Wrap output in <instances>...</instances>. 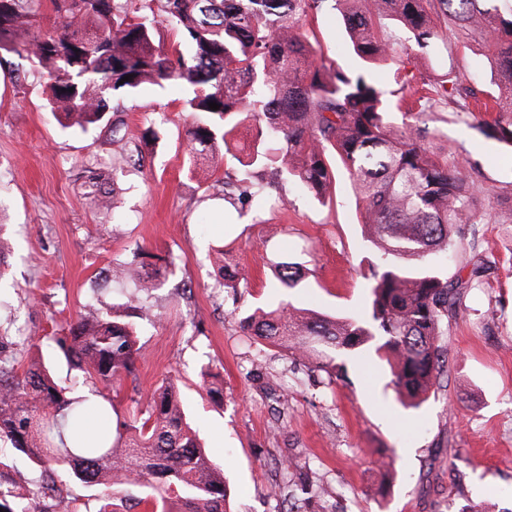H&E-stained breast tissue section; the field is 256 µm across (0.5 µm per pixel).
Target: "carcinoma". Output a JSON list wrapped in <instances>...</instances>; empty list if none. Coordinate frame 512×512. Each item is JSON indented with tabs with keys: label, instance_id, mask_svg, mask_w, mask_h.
Listing matches in <instances>:
<instances>
[{
	"label": "carcinoma",
	"instance_id": "carcinoma-1",
	"mask_svg": "<svg viewBox=\"0 0 512 512\" xmlns=\"http://www.w3.org/2000/svg\"><path fill=\"white\" fill-rule=\"evenodd\" d=\"M54 26L43 31V0H0V49L37 63L48 76L47 106L64 128L87 132L107 122L113 140L125 126L115 101L149 86L177 83L191 113L189 172L202 160L229 156L234 173L221 183L230 205L266 200L288 183L322 203L344 173L361 205V230L379 252L360 317H327L283 301L243 314L240 327L261 346H287L310 376L333 383L346 362L374 352L391 368L393 390L410 405L424 402L448 372V313L461 290L480 282L483 262L468 279H448L443 264L461 224L484 223L499 205L495 186L468 175V159L444 155V129L423 116L456 95L470 111L475 94L448 80L427 83L414 102L415 121L398 127L390 99L369 77L370 65L428 52L440 31L463 48L488 51L496 70V118L480 132L512 144V0H51ZM329 10L341 19L348 48L364 65L345 69L317 54L308 18ZM176 40L165 46L156 18ZM394 22L386 29L383 20ZM132 79L121 82L127 75ZM214 102L219 109L212 110ZM250 143L239 149L242 130ZM211 251L220 286L238 293L249 273ZM169 257L130 250L124 279L134 305L90 301L53 332L48 357L26 358L34 337L10 321L0 333V508L3 512H81L70 487L99 498L98 512H117L108 490L139 487L127 509L146 512H229L230 487L191 427L173 375L146 402L134 398L127 420L110 431L82 432L84 416L109 417L112 392L137 380L144 356L139 330L158 320L148 302L161 287ZM304 265L274 263L273 287L301 286ZM52 359L66 361L72 384H59ZM25 458L34 480L14 468ZM322 489L311 482L276 483L270 495L288 512H315Z\"/></svg>",
	"mask_w": 512,
	"mask_h": 512
}]
</instances>
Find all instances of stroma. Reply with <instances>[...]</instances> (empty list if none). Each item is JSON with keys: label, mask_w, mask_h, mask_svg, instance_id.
I'll return each mask as SVG.
<instances>
[{"label": "stroma", "mask_w": 512, "mask_h": 512, "mask_svg": "<svg viewBox=\"0 0 512 512\" xmlns=\"http://www.w3.org/2000/svg\"><path fill=\"white\" fill-rule=\"evenodd\" d=\"M306 29L318 53L356 66L334 15L318 14ZM442 74L482 99L491 88L487 59L443 37L426 56L376 69L395 103L411 97L414 80ZM45 82L28 61L0 59V235L8 243L0 299L38 335L39 352L51 351L44 334L90 301L96 274L141 245L173 264L151 298L161 320L142 333L137 384L121 388L117 411L130 417L133 392L150 393L179 373L192 424L230 479L232 512H274L272 485L298 478L323 486L326 512H435L439 502L512 512V224L492 215L465 225L458 239L449 276L473 257L492 270L449 314L448 376L420 408L397 401L389 366L374 356L349 364L346 380L332 384L296 366L286 391H273L255 374L257 345L239 323L242 312L276 304L272 262L285 254L305 261L297 307L339 317L366 308L376 255L361 237L346 178L323 204L291 184L287 205L228 210L213 188L223 168L188 170L191 118L179 88H149L124 101L125 139L145 145L137 171L109 129H61ZM440 116L449 149L473 162V179L496 183L503 201L512 200V146L480 135L487 113L448 106ZM151 127L161 134L148 144ZM94 182L107 188L113 212L90 205L86 186ZM216 245L250 270L238 296L214 279L208 252ZM207 367L224 383L223 403L205 392Z\"/></svg>", "instance_id": "1"}]
</instances>
